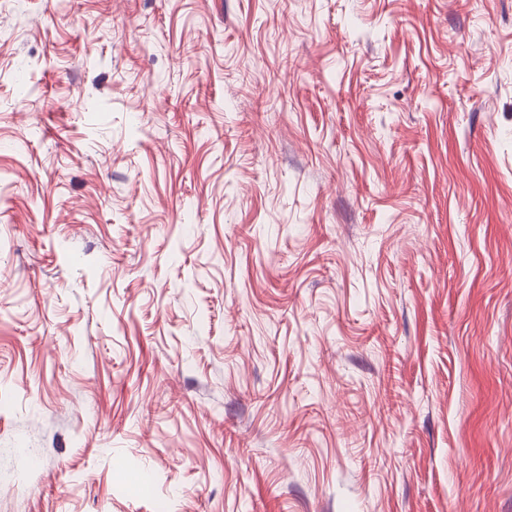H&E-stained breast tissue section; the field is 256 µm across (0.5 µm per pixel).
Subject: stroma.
Returning <instances> with one entry per match:
<instances>
[{"mask_svg":"<svg viewBox=\"0 0 512 512\" xmlns=\"http://www.w3.org/2000/svg\"><path fill=\"white\" fill-rule=\"evenodd\" d=\"M0 512H512V0H0Z\"/></svg>","mask_w":512,"mask_h":512,"instance_id":"1","label":"stroma"}]
</instances>
